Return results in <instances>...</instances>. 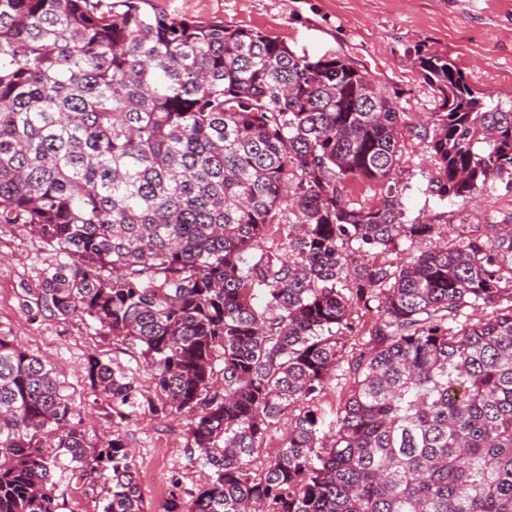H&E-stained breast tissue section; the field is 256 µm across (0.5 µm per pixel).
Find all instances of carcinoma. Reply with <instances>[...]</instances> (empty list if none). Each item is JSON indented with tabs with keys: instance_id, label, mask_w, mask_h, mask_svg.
Segmentation results:
<instances>
[{
	"instance_id": "obj_1",
	"label": "carcinoma",
	"mask_w": 512,
	"mask_h": 512,
	"mask_svg": "<svg viewBox=\"0 0 512 512\" xmlns=\"http://www.w3.org/2000/svg\"><path fill=\"white\" fill-rule=\"evenodd\" d=\"M149 2L0 0V223L56 251L43 307L139 347L186 419L213 475L163 512H512V224L441 243L404 219L402 92L348 57ZM417 61L438 100L425 193L512 186V105L447 55ZM353 173L376 204L351 206ZM288 197L285 253L256 255ZM415 244L344 275L351 253ZM354 300L377 321L335 420L292 415L344 361ZM88 376L138 406L134 378L93 356ZM73 415L55 371L0 336V512H57L60 454L111 484L103 512H146L120 433L91 446Z\"/></svg>"
}]
</instances>
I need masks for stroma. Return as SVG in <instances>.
Segmentation results:
<instances>
[{
  "mask_svg": "<svg viewBox=\"0 0 512 512\" xmlns=\"http://www.w3.org/2000/svg\"><path fill=\"white\" fill-rule=\"evenodd\" d=\"M170 17L224 23L277 37L299 53L344 54L380 84L404 91L406 127L400 142L406 185V219L440 217L441 235L451 240L486 224L512 222V188L497 185L460 205L424 194L433 170L417 135L435 108V95L415 64V48L451 57L487 102L512 104V0H150ZM56 261L51 246L19 224H0V336L52 365L72 418L87 442L122 434L136 463L147 512H162L173 489L183 500L207 485L211 470L192 455L183 422L155 413L157 395L138 350L98 334L91 321L63 318L37 303L42 272ZM135 375L145 399L132 409L109 407L87 377L89 356ZM58 512H103L109 485L74 471L67 457L53 469Z\"/></svg>",
  "mask_w": 512,
  "mask_h": 512,
  "instance_id": "stroma-1",
  "label": "stroma"
}]
</instances>
